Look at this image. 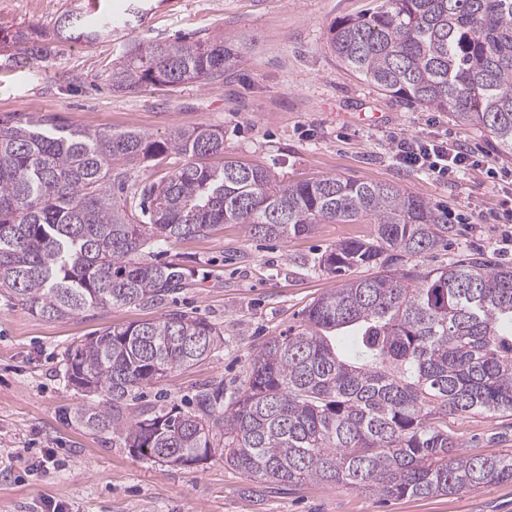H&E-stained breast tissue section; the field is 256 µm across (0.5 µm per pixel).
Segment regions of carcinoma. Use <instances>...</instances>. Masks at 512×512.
<instances>
[{"label":"carcinoma","instance_id":"carcinoma-1","mask_svg":"<svg viewBox=\"0 0 512 512\" xmlns=\"http://www.w3.org/2000/svg\"><path fill=\"white\" fill-rule=\"evenodd\" d=\"M104 31L108 23L76 7L53 31L29 24L11 42L37 63L60 40L93 43ZM329 46L381 92L450 112L512 156V0H378L332 23ZM250 48L244 35L134 42L108 81L123 93L209 81ZM168 151L184 162L159 183H132L115 165ZM222 155L219 126L161 142L49 113H0V295L42 318L163 304L193 274L145 259V249L223 224L285 240L316 224H374L368 238L321 256L336 285L313 301L299 332L263 344L229 397L224 380H212L185 410L131 408L140 386L224 346L216 324L169 310L66 348L64 378L96 399L63 414L172 466L219 455L267 485L319 480L427 498L512 480V456L460 454L448 434L450 415L512 417V264L480 252L443 267L413 264L455 231L423 199L335 176L281 184L261 167L210 163ZM358 267L373 273L350 277Z\"/></svg>","mask_w":512,"mask_h":512}]
</instances>
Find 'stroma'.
I'll return each mask as SVG.
<instances>
[{
  "instance_id": "obj_1",
  "label": "stroma",
  "mask_w": 512,
  "mask_h": 512,
  "mask_svg": "<svg viewBox=\"0 0 512 512\" xmlns=\"http://www.w3.org/2000/svg\"><path fill=\"white\" fill-rule=\"evenodd\" d=\"M372 0H150L143 18L129 0H82L85 17L112 18L91 45L61 44L48 62L0 69L1 112H50L67 123L112 132L135 129L165 140L200 125L224 129V155L271 171L288 183L326 175L393 183L431 205L456 227L447 245L420 263L448 264L477 251L512 264V159L492 137L450 113L382 94L342 64L329 27L361 15ZM72 0H0V50L18 25H53ZM246 35L250 51L213 82L109 89L107 76L128 41H174L205 34ZM442 137L476 162L435 178L398 165L394 137ZM370 223L318 224L287 241L253 238L242 225L152 249V259L197 266L193 283L163 306L139 303L49 320L0 297V512H512V481L428 498L385 499L365 489L309 481L271 489L215 457L172 467L92 432L62 407L86 398L67 385L61 355L108 327L184 311L217 324L224 346L206 360L140 389L142 403L182 404L201 383L225 391L244 381L253 355L272 336L302 322L333 278L318 268L337 243L368 238ZM448 431L467 454H512V425L486 415L452 416ZM47 456V468L29 459Z\"/></svg>"
}]
</instances>
